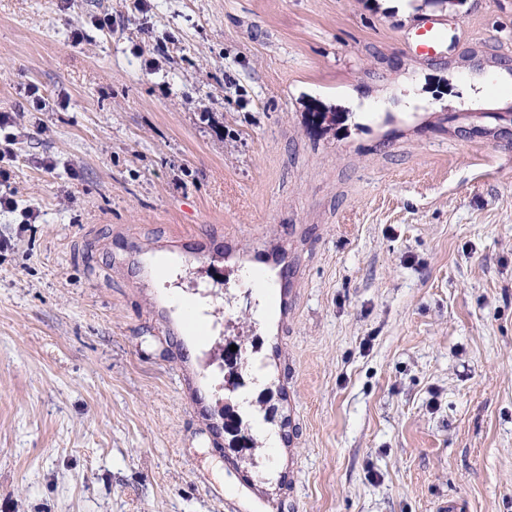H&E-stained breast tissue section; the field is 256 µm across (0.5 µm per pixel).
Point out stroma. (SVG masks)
Wrapping results in <instances>:
<instances>
[{"label": "stroma", "mask_w": 512, "mask_h": 512, "mask_svg": "<svg viewBox=\"0 0 512 512\" xmlns=\"http://www.w3.org/2000/svg\"><path fill=\"white\" fill-rule=\"evenodd\" d=\"M147 5L0 0L41 211L0 215V512H512V0ZM229 233L293 264L285 327L213 257L181 289L219 331L184 353L137 259ZM441 23L435 20H425L416 29L415 52L419 56L432 57L436 54L440 41Z\"/></svg>", "instance_id": "obj_1"}]
</instances>
